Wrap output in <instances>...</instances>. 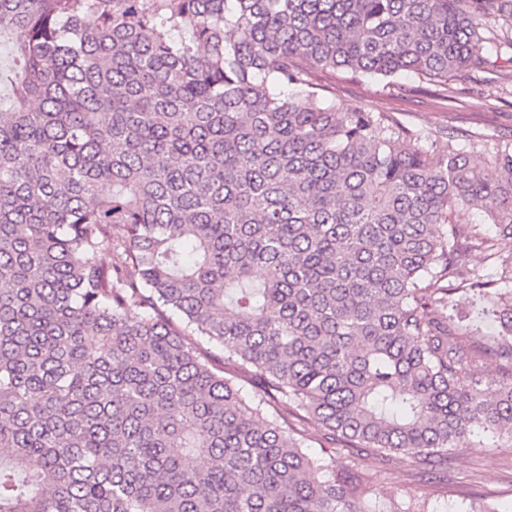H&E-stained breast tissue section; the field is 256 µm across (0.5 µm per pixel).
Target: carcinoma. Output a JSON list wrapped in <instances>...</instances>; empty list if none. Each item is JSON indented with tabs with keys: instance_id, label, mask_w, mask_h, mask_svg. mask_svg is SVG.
Segmentation results:
<instances>
[{
	"instance_id": "carcinoma-1",
	"label": "carcinoma",
	"mask_w": 512,
	"mask_h": 512,
	"mask_svg": "<svg viewBox=\"0 0 512 512\" xmlns=\"http://www.w3.org/2000/svg\"><path fill=\"white\" fill-rule=\"evenodd\" d=\"M493 14L512 0H0V512H367L301 411L428 464L512 436V307L481 351L448 313L512 296V142L476 168L481 134L308 81L445 87L512 50ZM288 420L309 439L306 443L307 448L304 450L312 456L320 454L322 450L321 436L324 433L321 424L311 416L306 418L288 416Z\"/></svg>"
}]
</instances>
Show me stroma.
Here are the masks:
<instances>
[{
	"label": "stroma",
	"instance_id": "stroma-1",
	"mask_svg": "<svg viewBox=\"0 0 512 512\" xmlns=\"http://www.w3.org/2000/svg\"><path fill=\"white\" fill-rule=\"evenodd\" d=\"M336 99L346 108L393 113L422 133L445 128L480 130L494 140L512 139V83L481 71H462L448 79L447 95L417 74L398 83L336 77ZM339 462L354 466L366 480L368 512H460L463 503L496 502L512 512V439L490 445L481 436L431 466L406 456L385 460L365 451L338 449Z\"/></svg>",
	"mask_w": 512,
	"mask_h": 512
}]
</instances>
